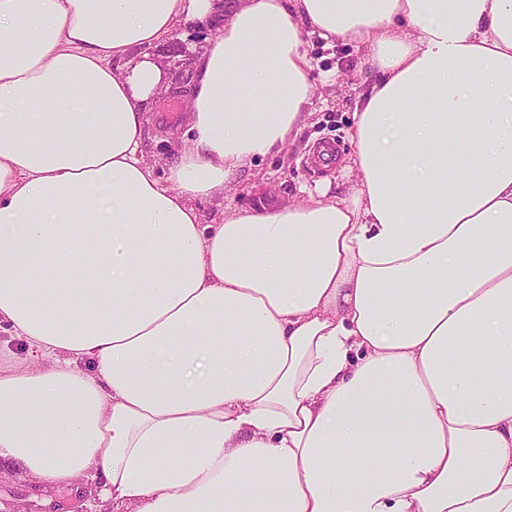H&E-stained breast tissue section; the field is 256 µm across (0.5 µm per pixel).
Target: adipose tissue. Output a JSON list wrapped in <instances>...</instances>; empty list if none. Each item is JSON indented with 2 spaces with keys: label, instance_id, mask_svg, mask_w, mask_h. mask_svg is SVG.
Returning a JSON list of instances; mask_svg holds the SVG:
<instances>
[{
  "label": "adipose tissue",
  "instance_id": "1",
  "mask_svg": "<svg viewBox=\"0 0 512 512\" xmlns=\"http://www.w3.org/2000/svg\"><path fill=\"white\" fill-rule=\"evenodd\" d=\"M190 18L160 177L122 63ZM310 35L380 74L355 187L201 223L311 114ZM0 324V466L115 512H512V0H0ZM4 327L0 330L1 365H18L37 361L27 350L24 341L16 336H10Z\"/></svg>",
  "mask_w": 512,
  "mask_h": 512
}]
</instances>
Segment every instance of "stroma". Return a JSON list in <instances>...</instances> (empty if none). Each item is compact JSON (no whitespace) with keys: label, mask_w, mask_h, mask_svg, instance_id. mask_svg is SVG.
I'll return each instance as SVG.
<instances>
[{"label":"stroma","mask_w":512,"mask_h":512,"mask_svg":"<svg viewBox=\"0 0 512 512\" xmlns=\"http://www.w3.org/2000/svg\"><path fill=\"white\" fill-rule=\"evenodd\" d=\"M215 29L201 32L187 25L175 30L167 42L153 48L151 54L161 65L166 80H174L182 63L197 56L203 36H215ZM310 80L314 86L311 116L297 137L277 154L258 161L238 173L229 189L214 198L196 201L203 223L220 222L225 210L235 207L277 205L298 198L299 185L327 192L348 193L353 189L355 172L323 167L313 150L320 144H333L338 153L350 152L347 129L356 102L376 82L378 74L360 66L352 45L341 42L326 45L311 38L309 47ZM188 127V114L182 97H155L143 131L146 162L157 173H164L174 156L180 138ZM88 480L71 485L45 487L21 470L0 480V512H91Z\"/></svg>","instance_id":"stroma-1"}]
</instances>
